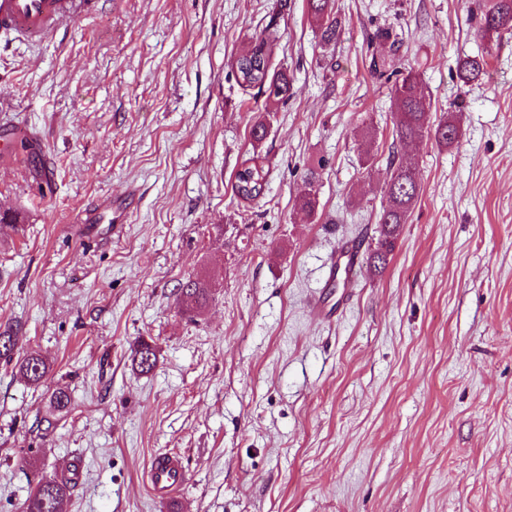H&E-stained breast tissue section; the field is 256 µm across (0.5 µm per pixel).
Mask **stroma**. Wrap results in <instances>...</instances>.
<instances>
[{
    "instance_id": "1",
    "label": "stroma",
    "mask_w": 512,
    "mask_h": 512,
    "mask_svg": "<svg viewBox=\"0 0 512 512\" xmlns=\"http://www.w3.org/2000/svg\"><path fill=\"white\" fill-rule=\"evenodd\" d=\"M336 4L328 45L306 0H101L43 43L0 35V324L52 366L34 385L0 364V512L54 476L65 512H512V35L482 39L472 0ZM380 28L433 115L457 113L453 146H397ZM260 38L278 105L232 70ZM467 56L487 74L466 86ZM260 111L268 182L246 202ZM394 150L423 192L386 268L320 319L337 248L375 246ZM106 197L133 207L74 224ZM204 272L190 319L177 288ZM58 388L72 409L45 433ZM159 453L189 472L169 502L145 483ZM486 62L483 57H465L459 61L457 72L460 81L464 85H470L475 81H478L484 72ZM258 159V155L253 153L252 157L244 160L236 173L234 192L242 200H256L264 192L268 170ZM130 360L132 367L146 374L150 373L157 365L158 357L154 345L141 339L131 351Z\"/></svg>"
}]
</instances>
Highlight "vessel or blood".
Segmentation results:
<instances>
[{"label":"vessel or blood","instance_id":"1","mask_svg":"<svg viewBox=\"0 0 512 512\" xmlns=\"http://www.w3.org/2000/svg\"><path fill=\"white\" fill-rule=\"evenodd\" d=\"M95 5L96 0H0V33L38 44L52 37L62 22L90 14ZM358 268L357 250L344 247L331 260L329 274L352 281ZM187 480L180 458L168 454L154 457L146 472L149 491L162 501L173 498Z\"/></svg>","mask_w":512,"mask_h":512}]
</instances>
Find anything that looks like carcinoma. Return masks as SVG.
<instances>
[{
	"mask_svg": "<svg viewBox=\"0 0 512 512\" xmlns=\"http://www.w3.org/2000/svg\"><path fill=\"white\" fill-rule=\"evenodd\" d=\"M308 11L320 32L321 40L329 43L338 37L342 29V18L336 8V0H308ZM478 32L484 38H501L512 34V0H485V5L475 15ZM486 62L478 56L465 57L459 61L457 72L460 81L469 85L480 79ZM233 68L236 79L244 87L260 84L266 88L269 101L288 100L290 85L288 74L284 70L271 71L270 53L265 42L256 43L250 50L239 55ZM372 71L380 78L397 76L392 85L397 102L394 115L393 132L395 138L404 144L418 145L432 139L440 146L453 144L459 136V127L453 114L438 121L432 120L430 99L426 95L420 75L415 68L403 70L397 66L396 58H383L372 62ZM389 178L385 182V205L377 219V246L369 256L373 267H385L387 257L394 248L401 227L407 223L414 209L422 187L415 169L403 163L395 153L389 155ZM268 170L252 156L237 171L234 192L242 200H255L265 189ZM298 210L312 219L317 210V198L309 190L299 199ZM212 277L208 274L188 277L177 288L179 296L185 298L191 308L200 309L212 298ZM17 336L15 329L9 327L0 331V362L14 364V368L29 383L37 385L50 371V364L36 351L14 359ZM131 364L137 371L146 374L157 365L158 357L154 345L141 339L131 351ZM72 400L67 391L58 389L48 400L51 415H63L69 412ZM70 495V481L66 478H44L36 484L22 506V512H63V505Z\"/></svg>",
	"mask_w": 512,
	"mask_h": 512,
	"instance_id": "cac0c4a2",
	"label": "carcinoma"
}]
</instances>
